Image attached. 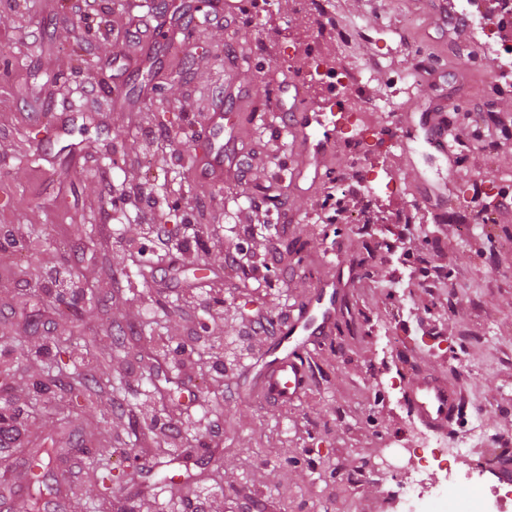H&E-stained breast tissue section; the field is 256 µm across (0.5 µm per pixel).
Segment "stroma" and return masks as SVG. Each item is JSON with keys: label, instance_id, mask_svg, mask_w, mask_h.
Listing matches in <instances>:
<instances>
[{"label": "stroma", "instance_id": "stroma-1", "mask_svg": "<svg viewBox=\"0 0 512 512\" xmlns=\"http://www.w3.org/2000/svg\"><path fill=\"white\" fill-rule=\"evenodd\" d=\"M240 2L228 15L224 0H97L89 12L0 0V326L44 349L24 356L0 339V412L24 409L19 440L0 446V512L28 498V449L67 446L96 422L62 386L39 384L77 326L98 360L79 347L63 359L111 378V430L73 456L65 492L43 497L49 512H101V475L132 465L139 482L120 512H195L201 500L208 512H401L383 469L421 428L407 390L422 373L464 393L444 438L483 422L471 459L512 467V153L486 141L495 114L512 113V69H493L479 35L449 39L447 14L424 0ZM158 18L174 40H151ZM318 59L348 74L353 110L375 101L390 117L365 146L334 138L320 182L272 189L295 162L275 92ZM218 100L232 140L211 174ZM440 100L462 157L453 173L446 157L393 145L396 126ZM331 187L346 207L332 224ZM254 198L269 222L246 237L238 217ZM199 216L238 248L234 268L208 244L181 258ZM19 224L22 245L6 235ZM302 227L301 256L287 255ZM437 266L430 297L421 272ZM339 271L347 296L302 384L267 396L257 371L274 331ZM203 298L222 301L220 330L205 331ZM258 311L273 332L246 330ZM141 336L164 337L163 353L131 354ZM165 420L194 447L163 439L164 460L143 455L141 434Z\"/></svg>", "mask_w": 512, "mask_h": 512}]
</instances>
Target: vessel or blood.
I'll use <instances>...</instances> for the list:
<instances>
[{
  "label": "vessel or blood",
  "instance_id": "obj_1",
  "mask_svg": "<svg viewBox=\"0 0 512 512\" xmlns=\"http://www.w3.org/2000/svg\"><path fill=\"white\" fill-rule=\"evenodd\" d=\"M290 88L293 92L292 103L288 107L290 130L296 135L308 161L314 166H321L328 152V143L317 139L315 133L326 109H349V95L340 86L328 83L322 88L320 102L315 103L311 101L303 83H291ZM419 129L429 139L443 142L449 160H456L454 143L449 140L448 126L443 122L427 120L419 128L400 126L396 133L398 144H405L409 136ZM342 293L339 278L328 279L294 317L270 360L264 364L261 380L267 393L284 398L292 385L298 384L302 375L297 361L303 351L317 344L321 336L327 335L336 318ZM462 402L460 387L443 377L418 378L408 393L412 415L433 431L446 429L457 417Z\"/></svg>",
  "mask_w": 512,
  "mask_h": 512
}]
</instances>
